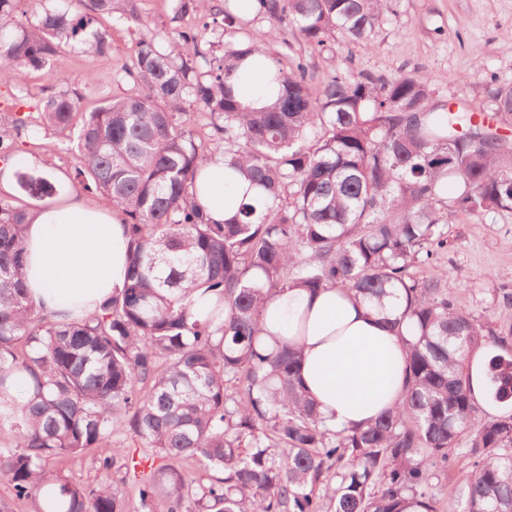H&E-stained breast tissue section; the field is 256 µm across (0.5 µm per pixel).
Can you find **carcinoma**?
<instances>
[{
  "label": "carcinoma",
  "mask_w": 512,
  "mask_h": 512,
  "mask_svg": "<svg viewBox=\"0 0 512 512\" xmlns=\"http://www.w3.org/2000/svg\"><path fill=\"white\" fill-rule=\"evenodd\" d=\"M0 0V81L29 69L58 85L51 59L79 45L103 55L109 34L95 15L115 0ZM202 30L182 31L187 54L137 43L122 68L129 92L90 112L61 91L40 104L41 124L77 129L75 178L124 217L127 282L92 315L37 306L23 281L28 208L0 198V476L36 512H440L432 480L460 452L461 512H512V414L487 417L473 399L475 347L486 399L512 404V325L474 316L463 298L415 268L437 257L458 215L512 212V139L485 131L512 115V85L497 88L493 123L442 105L428 77L339 73L312 88L306 68L240 37L247 15L192 0ZM390 0H252L251 12L296 30L313 47L341 37L368 42ZM221 24L216 55L202 32ZM255 53L271 66L267 102L243 106L235 79ZM194 102L210 129L182 121ZM256 192L216 224L192 189L204 164ZM24 194H59L47 176L21 173ZM346 288L371 304L393 295L407 325L408 390L365 428H339L300 381L301 352L260 341L264 305L291 288ZM140 441L138 507L112 472L138 463L119 439ZM95 455L99 479L54 469Z\"/></svg>",
  "instance_id": "obj_1"
}]
</instances>
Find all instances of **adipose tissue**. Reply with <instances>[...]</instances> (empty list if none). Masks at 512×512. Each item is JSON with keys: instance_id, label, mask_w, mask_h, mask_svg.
<instances>
[{"instance_id": "1", "label": "adipose tissue", "mask_w": 512, "mask_h": 512, "mask_svg": "<svg viewBox=\"0 0 512 512\" xmlns=\"http://www.w3.org/2000/svg\"><path fill=\"white\" fill-rule=\"evenodd\" d=\"M203 173L196 199L214 221H224L251 187L226 179L219 156ZM24 244L27 287L48 311L89 314L125 286L129 239L121 216L79 195L32 210ZM262 327L271 339L298 337L301 379L339 427H366L405 392L406 354L397 330L348 291L295 289L274 297Z\"/></svg>"}]
</instances>
